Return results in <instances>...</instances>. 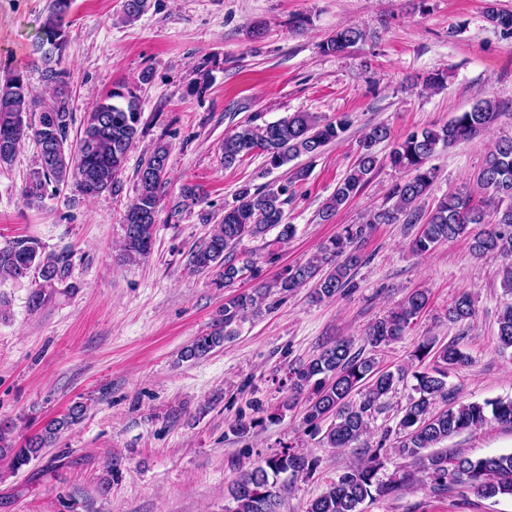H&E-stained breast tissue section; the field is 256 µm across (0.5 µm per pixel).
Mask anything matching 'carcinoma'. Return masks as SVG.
Instances as JSON below:
<instances>
[{
    "label": "carcinoma",
    "instance_id": "obj_1",
    "mask_svg": "<svg viewBox=\"0 0 512 512\" xmlns=\"http://www.w3.org/2000/svg\"><path fill=\"white\" fill-rule=\"evenodd\" d=\"M152 0H124L121 21L132 24L151 8ZM73 0H51L39 37L40 69L51 103L40 112L38 122L27 116L37 106L27 73L11 72L0 84V165L10 164L28 140L38 149L37 168L32 171L24 192L29 206L40 203L46 187H62L83 198L110 191L133 147L141 121V98L137 88L118 83L96 99L84 119L78 149L66 147L73 109L69 94L70 71L64 52L67 35L65 18ZM486 18L497 28L512 34V11L498 7L497 0H487ZM365 30L347 25L336 29L320 45L325 54L342 55L366 41ZM500 105L492 97L484 98L470 109L456 113L448 123L435 129L413 131L392 143L387 155L395 169L408 171L411 177L395 184L388 198L393 200L363 224H349L341 234L324 245L318 255L307 262L283 269L271 281L260 280V269L252 262L238 266L231 258L245 237L258 238L276 229L277 241L286 242L295 234V226L285 222V206L292 187L308 176L304 167L295 169L289 181L277 187L251 189L242 186L235 204L224 208L208 240L192 252L191 264L198 272L217 273V285L224 288L250 277L255 285L224 302V315L211 330L196 337L181 352L185 360L206 357L231 336L229 327L246 313L258 314L270 309L267 300L272 289L292 293L313 281V298H332L349 286L351 269L362 262L358 251L375 224L421 223L412 241V250L427 253L437 245L454 241L467 234L471 224H485L487 229L470 239V250L478 256L496 255L506 260L502 270V287L512 295V138L498 140L486 157L477 176L482 196L462 191L441 198L427 214L416 207L435 181V168L428 162L440 147L453 148L469 142L496 120ZM352 125L349 115L333 120L311 112H295L263 125L248 121L240 130L224 138V166L231 167L257 152L266 164L278 169L307 156L320 155L324 148ZM390 139L389 128L380 123L370 126L359 141V155L354 166L337 184L336 190L321 210L324 221L332 220L368 183L379 164L377 147ZM169 148L157 144L136 171L137 196L123 214V256L135 261L147 255L153 245L160 197L167 185ZM69 252H45L38 243L15 240L0 247V280L29 278L36 284L34 305H41L48 290L67 278L71 267ZM428 294L412 292L388 315L376 320L367 333L373 348L396 341L426 308ZM472 299L462 295L448 308V320L461 322L473 317ZM497 336L504 348H512V304L505 306L498 318ZM421 370L412 372L416 380L415 395L402 408L398 422L401 436L386 448L389 435L378 446L366 448L359 462L347 465L337 479L315 498L308 512H362L365 500H375L402 491L414 482L430 486L443 494L461 487L484 498L498 495L512 497V453L471 457L442 444L464 432L483 426L489 419L512 425V399L488 400L483 403H458L437 414L432 407L448 402V370L468 363V356L454 343L436 346L433 341L418 345L412 354ZM407 373L376 368L372 357L352 352V342L338 339L323 347L308 362L290 370L291 390L299 395L309 390L304 422L314 432L330 418L332 423L322 436L329 448H348L370 429L372 412L381 407L382 399L394 390ZM88 410L84 402H75L60 417L47 422L24 444L10 442L14 423L0 421V458L9 459L10 468L18 471L40 459L61 435L80 423ZM411 461L412 470H398L383 478L380 472L388 450ZM318 468V459L293 446L282 449L239 474L228 489L231 504L224 512H281L291 480L309 478Z\"/></svg>",
    "mask_w": 512,
    "mask_h": 512
}]
</instances>
